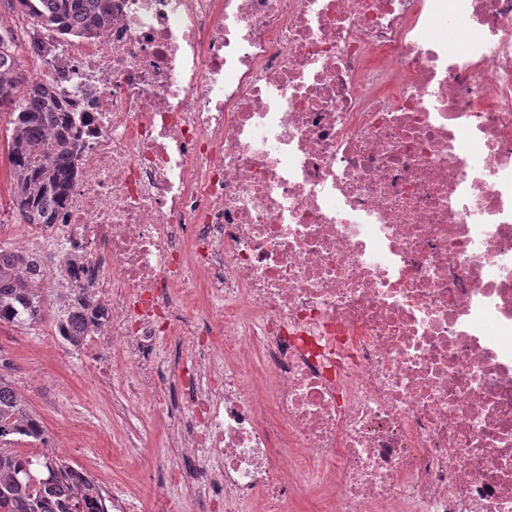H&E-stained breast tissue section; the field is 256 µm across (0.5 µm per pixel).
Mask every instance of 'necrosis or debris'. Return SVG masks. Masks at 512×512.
Masks as SVG:
<instances>
[{"instance_id":"obj_1","label":"necrosis or debris","mask_w":512,"mask_h":512,"mask_svg":"<svg viewBox=\"0 0 512 512\" xmlns=\"http://www.w3.org/2000/svg\"><path fill=\"white\" fill-rule=\"evenodd\" d=\"M107 7L84 38L18 24L78 156L24 248L62 242L101 315L78 354L168 418L182 496L512 512V0Z\"/></svg>"}]
</instances>
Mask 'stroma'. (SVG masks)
<instances>
[{
    "label": "stroma",
    "instance_id": "35a3bbf8",
    "mask_svg": "<svg viewBox=\"0 0 512 512\" xmlns=\"http://www.w3.org/2000/svg\"><path fill=\"white\" fill-rule=\"evenodd\" d=\"M8 113L0 112V246L15 249L22 221L14 208V179L7 159ZM43 296L48 316L43 322L0 321V372L10 376L30 412L41 422L50 443L78 441V465L99 459L112 470V479L132 492L134 512H153L157 498L175 500L177 512H199L196 500L184 499L160 468L166 424L144 400L112 406L108 387L98 383L89 364L53 340L56 314L65 284L56 266H49ZM143 443L138 456L121 454L125 440Z\"/></svg>",
    "mask_w": 512,
    "mask_h": 512
}]
</instances>
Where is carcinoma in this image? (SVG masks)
Instances as JSON below:
<instances>
[{
    "mask_svg": "<svg viewBox=\"0 0 512 512\" xmlns=\"http://www.w3.org/2000/svg\"><path fill=\"white\" fill-rule=\"evenodd\" d=\"M32 23L65 34L88 35L104 28L109 13L102 0H7ZM13 29L0 25V111L12 116L8 161L17 185L15 208L25 224H52L76 174L67 101L47 85L25 75ZM35 263L28 256L0 248V321L40 320V289L33 287ZM85 296L55 319L62 339L71 346L98 330ZM44 430L17 394L13 381L0 372V512H71L82 505L100 512L89 485L70 482L71 467L37 460L8 444L16 437L43 441Z\"/></svg>",
    "mask_w": 512,
    "mask_h": 512,
    "instance_id": "1",
    "label": "carcinoma"
}]
</instances>
